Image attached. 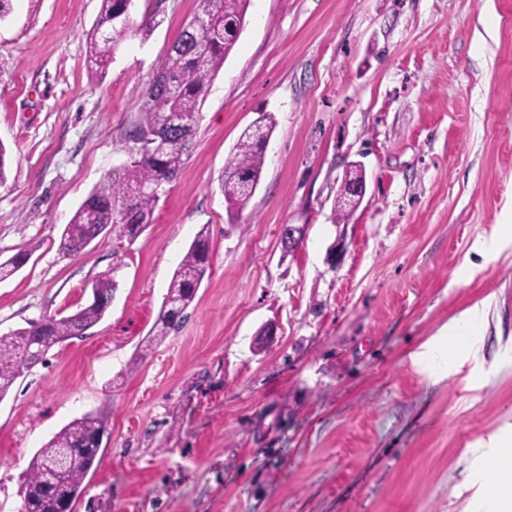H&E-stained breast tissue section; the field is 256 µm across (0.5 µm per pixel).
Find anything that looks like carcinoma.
<instances>
[{"mask_svg":"<svg viewBox=\"0 0 512 512\" xmlns=\"http://www.w3.org/2000/svg\"><path fill=\"white\" fill-rule=\"evenodd\" d=\"M249 0H205L200 24L187 26L172 44L147 90L141 118L128 135L140 131L168 134L164 143L151 145L128 165L115 170L90 192L61 234L60 247L70 255L80 254L104 229L120 225L129 238L138 237L153 223L158 199L142 188L158 181L173 183L184 165L211 82L224 65L241 32ZM132 0H101V10L87 40L94 65L92 72L103 76L114 54L135 29L130 16ZM271 118L262 125L247 127L234 152L224 164L219 189L228 209L238 214L253 196L264 164V142L272 133ZM342 181L336 200L335 220L344 223L354 208L348 204ZM29 253L21 252L0 264V278L13 275ZM210 268V240L206 229L194 237L170 281L159 313L157 340L175 329L185 318ZM97 300L45 323L31 322L0 336V400L9 392L22 370L32 367L27 355L30 336L39 332L53 348L79 336L97 323L112 304L116 284L110 279L92 283ZM108 420L88 414L64 427L32 458L20 486L19 512H65L73 509L83 492L84 481L101 461L94 439L108 434ZM69 456L67 471L59 483L43 481L46 466Z\"/></svg>","mask_w":512,"mask_h":512,"instance_id":"cac0c4a2","label":"carcinoma"}]
</instances>
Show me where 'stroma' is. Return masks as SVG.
<instances>
[{
  "mask_svg": "<svg viewBox=\"0 0 512 512\" xmlns=\"http://www.w3.org/2000/svg\"><path fill=\"white\" fill-rule=\"evenodd\" d=\"M100 5L11 0L0 19V263L30 253L0 279V335L76 311L95 280L116 284L104 318L0 400V512H18L35 453L89 413L110 438L73 512H464L501 477L473 448L497 431L512 444V248L478 251L512 225V0H250L153 223L73 256L64 226L130 162L125 134L204 8L133 0L140 30L100 78L86 59ZM263 112L260 183L234 218L219 180ZM355 164L367 193L339 228ZM286 224L306 227L291 252ZM203 228L197 297L145 346ZM481 303L478 357L451 336L413 362Z\"/></svg>",
  "mask_w": 512,
  "mask_h": 512,
  "instance_id": "35a3bbf8",
  "label": "stroma"
}]
</instances>
